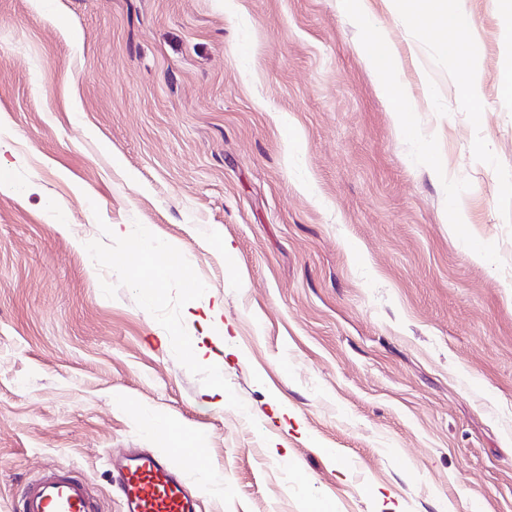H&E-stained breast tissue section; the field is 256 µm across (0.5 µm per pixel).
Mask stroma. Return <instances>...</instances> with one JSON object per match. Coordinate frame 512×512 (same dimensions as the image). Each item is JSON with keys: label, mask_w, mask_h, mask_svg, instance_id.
Returning a JSON list of instances; mask_svg holds the SVG:
<instances>
[{"label": "stroma", "mask_w": 512, "mask_h": 512, "mask_svg": "<svg viewBox=\"0 0 512 512\" xmlns=\"http://www.w3.org/2000/svg\"><path fill=\"white\" fill-rule=\"evenodd\" d=\"M445 6L475 106L399 0H0V512L49 469L121 512L147 415L197 512H512V10ZM373 53L370 51L369 60L374 71L381 78V84L385 90V93L390 96V100L393 106V110L396 117L401 121L405 122L410 114V103L407 95L402 91L398 90L395 94L392 93L395 80L392 77L394 64V56L391 47L380 37H375L373 40ZM371 43V44H372ZM370 44V45H371ZM379 47L386 48L385 52L380 53ZM478 53L475 50L470 51L468 61V73L461 86V94L464 98L469 100L471 103L477 105L481 98L480 82L477 72V60Z\"/></svg>", "instance_id": "obj_1"}]
</instances>
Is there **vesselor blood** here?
I'll list each match as a JSON object with an SVG mask.
<instances>
[{"mask_svg":"<svg viewBox=\"0 0 512 512\" xmlns=\"http://www.w3.org/2000/svg\"><path fill=\"white\" fill-rule=\"evenodd\" d=\"M151 432L155 440L170 444L169 453L143 449L110 462L123 512H197L186 476L187 467L197 463V448L178 446L175 435L165 427L152 426ZM17 512H102V506L86 480L49 470L29 483Z\"/></svg>","mask_w":512,"mask_h":512,"instance_id":"1","label":"vessel or blood"}]
</instances>
